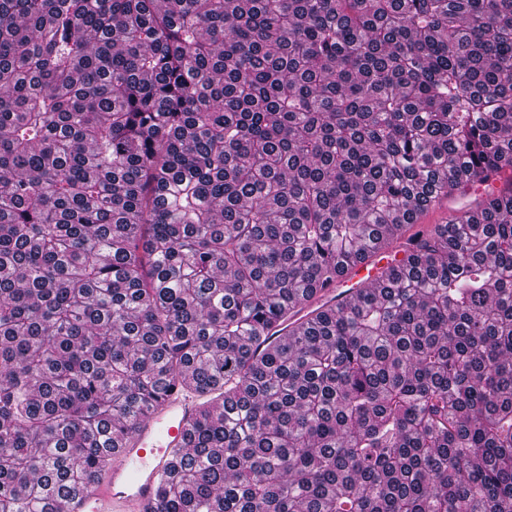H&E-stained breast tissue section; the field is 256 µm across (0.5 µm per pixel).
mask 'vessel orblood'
<instances>
[{
	"label": "vessel or blood",
	"mask_w": 512,
	"mask_h": 512,
	"mask_svg": "<svg viewBox=\"0 0 512 512\" xmlns=\"http://www.w3.org/2000/svg\"><path fill=\"white\" fill-rule=\"evenodd\" d=\"M408 245L354 262L340 270L335 280L317 289L310 302L294 306L279 335H287L290 323H301L313 306L342 303L370 284L386 269L405 260ZM199 407L191 391H172L164 402L137 425L121 448L108 454V463L91 491L69 504L68 512H154L159 484L168 473L175 450L185 447L189 423Z\"/></svg>",
	"instance_id": "b4317fda"
}]
</instances>
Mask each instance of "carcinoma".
I'll use <instances>...</instances> for the list:
<instances>
[{
    "label": "carcinoma",
    "mask_w": 512,
    "mask_h": 512,
    "mask_svg": "<svg viewBox=\"0 0 512 512\" xmlns=\"http://www.w3.org/2000/svg\"><path fill=\"white\" fill-rule=\"evenodd\" d=\"M176 388L154 512H512V0H0V512ZM439 201L436 200L428 208L431 213L430 221L422 222L421 219L416 221L411 234L402 240L397 249L378 253L363 262H354L347 265L338 272L336 279L332 283L323 288H317L315 295L310 301L301 305H295L290 314L288 313V321L279 327V330L272 338L273 345L279 341L280 336H288V331L293 326L303 322L306 318L304 315L316 305L325 301L339 304L348 300L352 296L357 295L362 288L376 283L390 265L398 264L405 260L406 256L412 252L411 247L406 245L407 240L417 235L424 238L428 235L431 224H440L436 223L441 221L438 218V213L434 211L437 209Z\"/></svg>",
    "instance_id": "obj_1"
}]
</instances>
